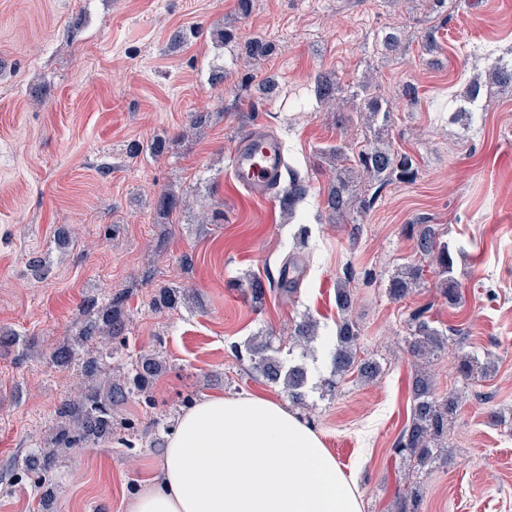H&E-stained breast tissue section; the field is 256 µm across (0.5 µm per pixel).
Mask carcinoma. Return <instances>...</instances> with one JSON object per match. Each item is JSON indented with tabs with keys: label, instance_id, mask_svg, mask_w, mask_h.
Here are the masks:
<instances>
[{
	"label": "carcinoma",
	"instance_id": "carcinoma-1",
	"mask_svg": "<svg viewBox=\"0 0 512 512\" xmlns=\"http://www.w3.org/2000/svg\"><path fill=\"white\" fill-rule=\"evenodd\" d=\"M274 44L262 37H255L245 44V56L253 61L268 57ZM489 83L500 87H512V65L493 63L488 70ZM315 93L323 104H333L340 95L336 79L326 73L314 77ZM483 85L479 79H472L463 96V104L457 108L462 115L466 106L474 104L480 97ZM368 181V193L353 195L350 190L352 177ZM416 176V168L411 155L395 153L392 150L372 144L359 151L356 169L349 175H338L329 184L326 205L331 215L342 219L351 214L368 211L381 197L383 189L394 180L411 181ZM279 201L285 211L292 215L298 204L308 194V185L298 172L288 168V184L277 189ZM179 205V196L164 192L157 198L159 213L169 215ZM416 252L436 268L441 282V292L448 303L453 305L460 299L458 282L454 277L455 254L449 244L437 239L434 231L424 226L416 235ZM423 268L411 265L395 274L389 283L388 292L395 300H402L413 293L420 284ZM302 275L301 266L293 259L285 263L279 276V287L288 293L296 287ZM336 305L341 311L342 320L338 324L336 344L331 351L332 370L325 380L328 388H334L348 373L357 374L363 380L375 378L381 371L380 365L370 359L357 356L359 326L348 316L353 305V294L349 288L340 286L336 292ZM84 311L96 312L97 318L90 322L82 333L84 338L105 337L117 340L123 336L125 322L115 300L98 306L90 300ZM426 310L417 309L411 314L414 328L410 353L419 363L412 382L413 407L411 420L403 429L396 443L395 451L403 459L417 466H426L438 459L441 444L448 433V421L456 413L457 398L450 394L439 398L429 371L435 357L448 347V336L433 326L425 316ZM316 324L308 316L294 324L295 343L303 346L309 343ZM272 347L266 342L249 347L253 368L267 381L282 383L289 400L296 406L304 404V387L307 383V370L301 365L284 368L280 360L271 354ZM162 370V362L153 353H144L133 365L134 377L128 382H120L102 373L96 362L85 367L88 383L74 391L73 395L61 404L59 414L68 423L52 436L49 446L37 448L22 460L23 472L37 484L47 483V477L54 468L58 450L61 448H85L96 444L100 439L112 434V410L135 394L146 393L150 383ZM459 375L467 380L484 379L490 374L489 365H482L473 358L465 357L458 366ZM422 494L412 485H407L396 502L397 512H421Z\"/></svg>",
	"mask_w": 512,
	"mask_h": 512
}]
</instances>
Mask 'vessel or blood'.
<instances>
[{
	"instance_id": "1",
	"label": "vessel or blood",
	"mask_w": 512,
	"mask_h": 512,
	"mask_svg": "<svg viewBox=\"0 0 512 512\" xmlns=\"http://www.w3.org/2000/svg\"><path fill=\"white\" fill-rule=\"evenodd\" d=\"M236 180L257 199L270 195L284 166L283 145L271 135L254 133L242 140L230 159Z\"/></svg>"
}]
</instances>
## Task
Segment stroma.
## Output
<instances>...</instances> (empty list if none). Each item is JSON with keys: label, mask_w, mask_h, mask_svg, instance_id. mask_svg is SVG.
Masks as SVG:
<instances>
[{"label": "stroma", "mask_w": 512, "mask_h": 512, "mask_svg": "<svg viewBox=\"0 0 512 512\" xmlns=\"http://www.w3.org/2000/svg\"><path fill=\"white\" fill-rule=\"evenodd\" d=\"M439 13L448 23L437 31L425 0H253L245 15L237 0H0V334L18 339L0 346V512H127L159 471L187 401L283 398L251 367L246 344L256 336L272 339L285 366L306 368L298 414L355 483L362 512H396L410 478L421 512H512V87L453 117L470 79L492 60L512 62V0H446ZM179 27L195 35L177 46ZM226 27L235 39L216 42ZM387 32L401 34L399 52L381 51ZM255 36L275 50L252 66L243 45ZM218 70L227 77L217 84ZM321 72L355 108L371 83L388 114L330 112L314 93ZM269 77L278 90L266 97ZM257 131L282 140L286 164L309 185L295 215L233 178L235 146ZM375 140L412 155L416 178L387 185L354 222L332 217L325 150ZM169 189L183 204L166 217L155 200ZM416 222L454 250L460 304L449 305L430 266L413 294L390 298L395 269L420 261ZM291 258L304 273L285 296L277 282ZM255 276L268 286L259 304L246 288ZM343 281L358 354L381 372L346 376L330 392L322 381ZM163 287L186 296L155 308ZM119 292L124 344L82 342L79 308ZM418 308L448 335L432 364L435 392L459 401L441 459L416 468L394 446L411 416ZM305 314L318 336L291 347ZM64 345L73 357L61 366L53 354ZM149 350L165 363L150 395L114 408L111 439L63 450L54 493L41 496L17 464L61 425L56 410L87 362L119 379ZM464 354L491 364L490 377L462 380Z\"/></svg>", "instance_id": "1"}]
</instances>
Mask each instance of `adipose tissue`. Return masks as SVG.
Here are the masks:
<instances>
[{
	"label": "adipose tissue",
	"instance_id": "obj_1",
	"mask_svg": "<svg viewBox=\"0 0 512 512\" xmlns=\"http://www.w3.org/2000/svg\"><path fill=\"white\" fill-rule=\"evenodd\" d=\"M129 512H361L320 436L279 399L208 396L182 413Z\"/></svg>",
	"mask_w": 512,
	"mask_h": 512
}]
</instances>
